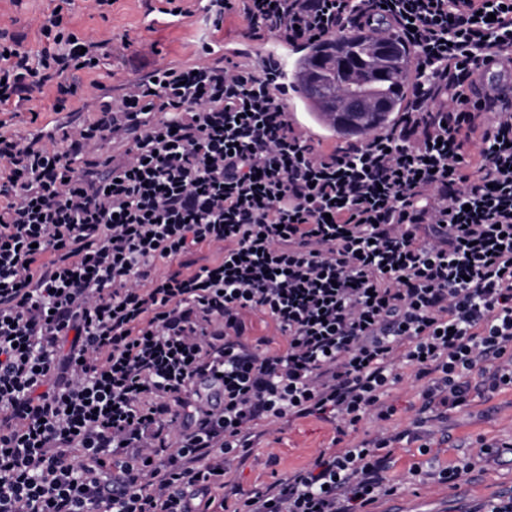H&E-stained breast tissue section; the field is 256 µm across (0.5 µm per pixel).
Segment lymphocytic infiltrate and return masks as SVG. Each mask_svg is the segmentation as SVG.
Returning a JSON list of instances; mask_svg holds the SVG:
<instances>
[{
    "label": "lymphocytic infiltrate",
    "mask_w": 512,
    "mask_h": 512,
    "mask_svg": "<svg viewBox=\"0 0 512 512\" xmlns=\"http://www.w3.org/2000/svg\"><path fill=\"white\" fill-rule=\"evenodd\" d=\"M212 2L214 30L240 17L252 39L400 35L405 108L327 151L274 66L156 68L58 125L61 151L13 120L47 89L80 96L71 72L107 43L58 15L36 53L0 28V512H216L252 426L310 415L336 449L235 512H371L394 444L512 388V107L474 91L512 52V0ZM106 141L124 151L96 161ZM203 246L224 254L155 274ZM252 312L283 350L245 343ZM407 368L422 404L394 432Z\"/></svg>",
    "instance_id": "lymphocytic-infiltrate-1"
}]
</instances>
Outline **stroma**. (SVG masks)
I'll use <instances>...</instances> for the list:
<instances>
[{
    "label": "stroma",
    "mask_w": 512,
    "mask_h": 512,
    "mask_svg": "<svg viewBox=\"0 0 512 512\" xmlns=\"http://www.w3.org/2000/svg\"><path fill=\"white\" fill-rule=\"evenodd\" d=\"M61 0H0V28L19 33L25 46L33 51L42 47L38 23L61 10L65 22L74 31L93 38L113 37L112 68L89 74L78 72L81 83L97 81L94 94L67 102L60 113H53L54 92L41 102L39 119L20 112L16 129L21 134L51 131L54 123L87 118L102 103L117 102L121 84L144 76L157 67H178L194 63L197 42L208 35L203 20L175 26L160 21L145 28L147 15L162 17L167 0H114L104 12L84 9L81 0L61 8ZM260 433L247 461L233 466L231 477L242 493L262 490L286 477L328 449L333 430L317 418L275 423L259 422ZM486 450H479V443ZM430 451L421 454L417 443H397L387 477L396 487L392 497L379 500L375 512H479L491 497L512 492V389L489 395L473 396L469 406L448 415L447 435L432 434ZM470 463L467 474L455 486L425 483L413 474L415 465L443 468Z\"/></svg>",
    "instance_id": "35a3bbf8"
}]
</instances>
